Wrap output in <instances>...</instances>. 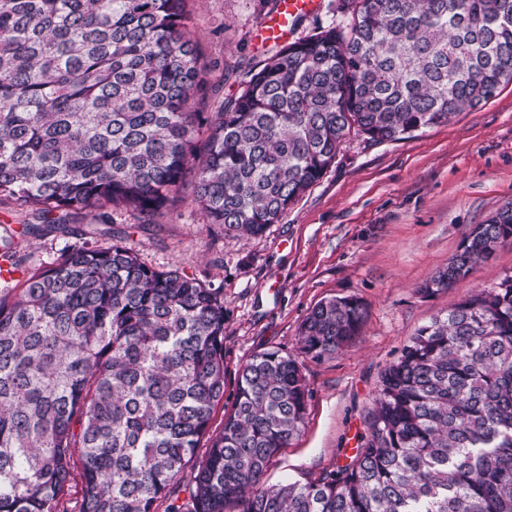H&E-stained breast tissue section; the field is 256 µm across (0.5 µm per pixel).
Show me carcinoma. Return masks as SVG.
Wrapping results in <instances>:
<instances>
[{"instance_id": "carcinoma-1", "label": "carcinoma", "mask_w": 512, "mask_h": 512, "mask_svg": "<svg viewBox=\"0 0 512 512\" xmlns=\"http://www.w3.org/2000/svg\"><path fill=\"white\" fill-rule=\"evenodd\" d=\"M189 2L0 0V204L40 220L0 237L18 274L0 281V512H155L160 500L167 512H512V275L417 330L348 463L267 487L305 422L299 356L250 358L211 437L224 289L119 241L27 265L22 244L68 217L94 214L103 237L114 208L170 210L189 169L207 223L261 236L351 129L403 139L512 82V0H351L349 29L282 47L237 98L200 112L211 69L186 31ZM511 238L512 203L420 291L450 288ZM364 314L353 297L318 303L300 353L340 350Z\"/></svg>"}]
</instances>
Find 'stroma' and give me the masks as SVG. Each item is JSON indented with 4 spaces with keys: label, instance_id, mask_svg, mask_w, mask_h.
<instances>
[{
    "label": "stroma",
    "instance_id": "obj_1",
    "mask_svg": "<svg viewBox=\"0 0 512 512\" xmlns=\"http://www.w3.org/2000/svg\"><path fill=\"white\" fill-rule=\"evenodd\" d=\"M276 0H194L191 38L219 91L202 112L237 97L277 49L261 30ZM512 203V83L478 108L414 132L373 142L357 131L334 163L278 223L252 239L224 235L184 201L142 223L117 210L112 238L153 267L176 266L224 291V426L238 372L255 353L299 351V327L320 301L354 297L365 308L357 336L319 359L303 357L305 424L269 465L274 486L317 479L348 463L374 407L380 376L417 330L475 289L512 275V240L499 244L453 288L426 297L418 287L457 252L473 225Z\"/></svg>",
    "mask_w": 512,
    "mask_h": 512
}]
</instances>
